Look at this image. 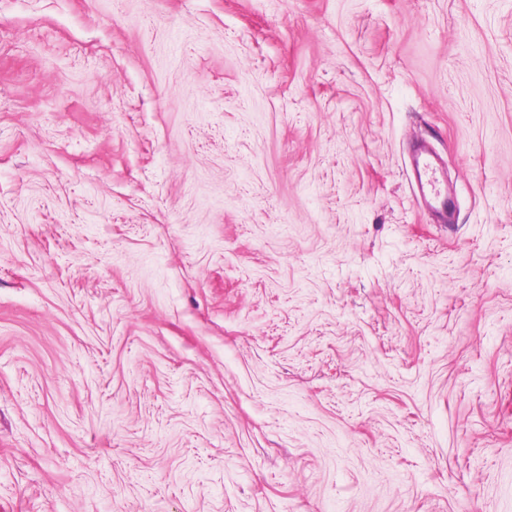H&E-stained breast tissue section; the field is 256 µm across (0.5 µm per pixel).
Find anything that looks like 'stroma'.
<instances>
[{"label":"stroma","instance_id":"obj_1","mask_svg":"<svg viewBox=\"0 0 512 512\" xmlns=\"http://www.w3.org/2000/svg\"><path fill=\"white\" fill-rule=\"evenodd\" d=\"M0 512H512V0H0ZM416 167L424 195L428 197L437 208L448 211L451 207V202L448 199V194L444 192L443 185L437 175L436 167H434L431 161L426 157H418ZM422 176H424V182Z\"/></svg>","mask_w":512,"mask_h":512}]
</instances>
